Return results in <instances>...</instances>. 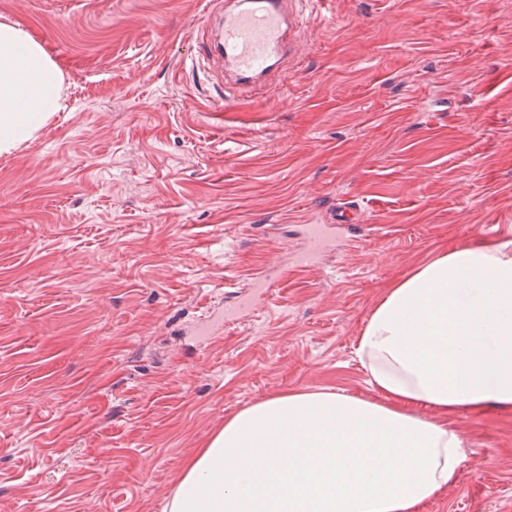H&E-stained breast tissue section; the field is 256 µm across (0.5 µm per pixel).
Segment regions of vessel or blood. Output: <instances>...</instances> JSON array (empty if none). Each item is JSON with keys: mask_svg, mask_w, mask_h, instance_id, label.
<instances>
[{"mask_svg": "<svg viewBox=\"0 0 512 512\" xmlns=\"http://www.w3.org/2000/svg\"><path fill=\"white\" fill-rule=\"evenodd\" d=\"M291 27L288 0H225L216 51L230 65L237 81L252 85L280 62ZM324 248L322 232L310 229L306 251L294 256V265L309 267L311 256ZM255 294L252 288L238 292L219 313V323L236 321L240 311L251 306Z\"/></svg>", "mask_w": 512, "mask_h": 512, "instance_id": "b4317fda", "label": "vessel or blood"}]
</instances>
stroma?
Returning <instances> with one entry per match:
<instances>
[{
    "instance_id": "stroma-1",
    "label": "stroma",
    "mask_w": 512,
    "mask_h": 512,
    "mask_svg": "<svg viewBox=\"0 0 512 512\" xmlns=\"http://www.w3.org/2000/svg\"><path fill=\"white\" fill-rule=\"evenodd\" d=\"M257 90L205 69L224 0H0L63 73L0 154V512H167L183 461L293 389L372 398L384 289L512 228V0H289ZM361 212L291 265L301 224ZM276 266L204 347L189 329ZM424 512H512V410L462 412Z\"/></svg>"
}]
</instances>
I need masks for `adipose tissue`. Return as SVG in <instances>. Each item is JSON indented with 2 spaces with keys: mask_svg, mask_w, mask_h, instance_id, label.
Returning <instances> with one entry per match:
<instances>
[{
  "mask_svg": "<svg viewBox=\"0 0 512 512\" xmlns=\"http://www.w3.org/2000/svg\"><path fill=\"white\" fill-rule=\"evenodd\" d=\"M62 82L0 23V153L58 111ZM354 348L374 399L301 388L239 410L185 462L168 512H422L466 459L459 412L512 409V240L417 266Z\"/></svg>",
  "mask_w": 512,
  "mask_h": 512,
  "instance_id": "ef3b65f1",
  "label": "adipose tissue"
}]
</instances>
